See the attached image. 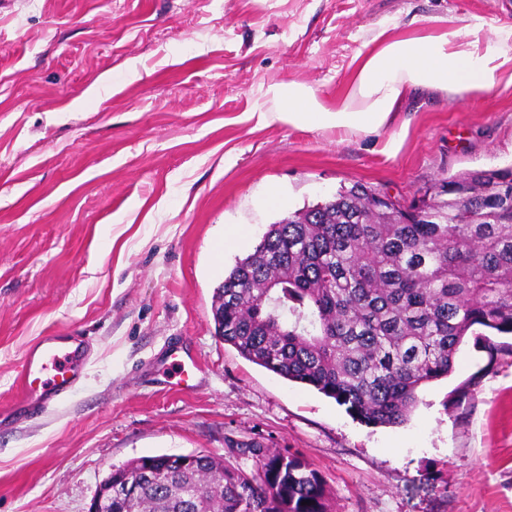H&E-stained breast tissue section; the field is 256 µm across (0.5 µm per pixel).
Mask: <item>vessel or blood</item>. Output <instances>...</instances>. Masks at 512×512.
<instances>
[{"label":"vessel or blood","mask_w":512,"mask_h":512,"mask_svg":"<svg viewBox=\"0 0 512 512\" xmlns=\"http://www.w3.org/2000/svg\"><path fill=\"white\" fill-rule=\"evenodd\" d=\"M87 356L81 337L64 332L43 336L21 362L17 414L32 416L65 401L82 378Z\"/></svg>","instance_id":"1"}]
</instances>
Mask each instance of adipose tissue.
Returning <instances> with one entry per match:
<instances>
[{
  "label": "adipose tissue",
  "instance_id": "ef3b65f1",
  "mask_svg": "<svg viewBox=\"0 0 512 512\" xmlns=\"http://www.w3.org/2000/svg\"><path fill=\"white\" fill-rule=\"evenodd\" d=\"M485 23L471 18L460 27L434 16L415 36L379 27L349 63L347 81L330 100L296 82L272 94L279 119L308 129L373 134L393 123L413 95L438 93L463 100L512 86V27L485 38Z\"/></svg>",
  "mask_w": 512,
  "mask_h": 512
}]
</instances>
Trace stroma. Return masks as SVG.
<instances>
[{
    "label": "stroma",
    "instance_id": "1",
    "mask_svg": "<svg viewBox=\"0 0 512 512\" xmlns=\"http://www.w3.org/2000/svg\"><path fill=\"white\" fill-rule=\"evenodd\" d=\"M435 15L509 27L512 0H0V512H88L141 456L249 468L247 444L307 461L333 512H512L511 336H466L381 427L214 334L215 288L290 212L512 164V87L419 98L375 134L275 118L270 86L335 96L378 24ZM59 330L89 342L85 377L17 418L20 362ZM174 347L194 367L164 382Z\"/></svg>",
    "mask_w": 512,
    "mask_h": 512
}]
</instances>
